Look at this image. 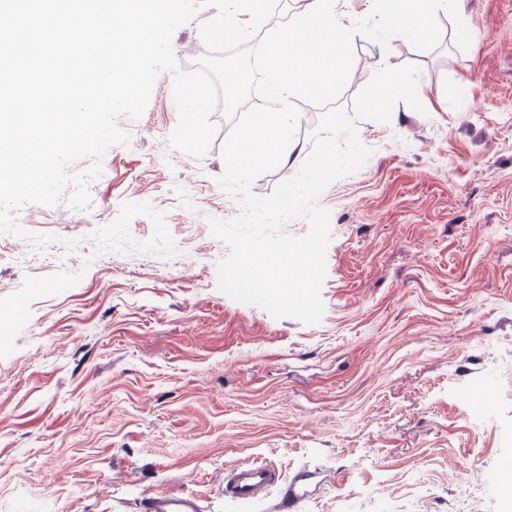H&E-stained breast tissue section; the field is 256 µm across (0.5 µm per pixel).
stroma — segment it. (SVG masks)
<instances>
[{"label": "stroma", "mask_w": 512, "mask_h": 512, "mask_svg": "<svg viewBox=\"0 0 512 512\" xmlns=\"http://www.w3.org/2000/svg\"><path fill=\"white\" fill-rule=\"evenodd\" d=\"M215 15L174 32L181 69ZM461 18L464 50L443 11L431 49L352 42L340 109L408 65L423 108L359 122L370 158L318 199L317 324L218 290L229 247L209 221L239 211L217 183L234 121L212 113L202 159L172 148L171 72L140 118L117 117L128 143L68 166L104 170L88 209L22 208L56 240L0 234V309H26L0 334V512H142L163 492L274 512L223 495L243 462L313 472L299 512H512V488L485 480L512 458V0H465ZM473 390L493 399L480 418Z\"/></svg>", "instance_id": "1"}]
</instances>
